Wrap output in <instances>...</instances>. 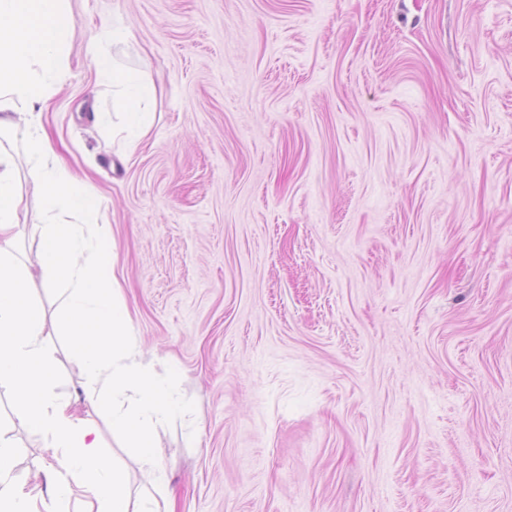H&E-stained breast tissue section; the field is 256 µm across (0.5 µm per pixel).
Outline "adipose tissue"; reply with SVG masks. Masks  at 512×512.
Here are the masks:
<instances>
[{"mask_svg":"<svg viewBox=\"0 0 512 512\" xmlns=\"http://www.w3.org/2000/svg\"><path fill=\"white\" fill-rule=\"evenodd\" d=\"M74 17L69 0H0V388L10 389L21 424L50 455L45 487L12 482L13 444L0 437V512H174L157 429L189 406L171 380L145 363L119 294L110 226L99 197L77 189L58 163L42 106L68 74ZM126 28L111 44L90 46L93 65L118 109L116 130L134 152L153 123V94L142 70L119 67L114 50L128 44ZM24 154L26 171L15 156ZM31 184L47 218L38 225L35 264L15 251L23 184ZM58 289V326L69 337L86 397L112 422L141 466L155 476L149 495L132 500L122 472L102 452L98 432L71 399L55 396L56 365L46 319L32 300L34 282Z\"/></svg>","mask_w":512,"mask_h":512,"instance_id":"1","label":"adipose tissue"}]
</instances>
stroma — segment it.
Masks as SVG:
<instances>
[{"label": "stroma", "instance_id": "35a3bbf8", "mask_svg": "<svg viewBox=\"0 0 512 512\" xmlns=\"http://www.w3.org/2000/svg\"><path fill=\"white\" fill-rule=\"evenodd\" d=\"M44 126L111 225L176 512H512V0H70ZM155 89L124 153L93 37ZM132 496L151 476L89 413ZM15 482L46 479L0 389Z\"/></svg>", "mask_w": 512, "mask_h": 512}]
</instances>
